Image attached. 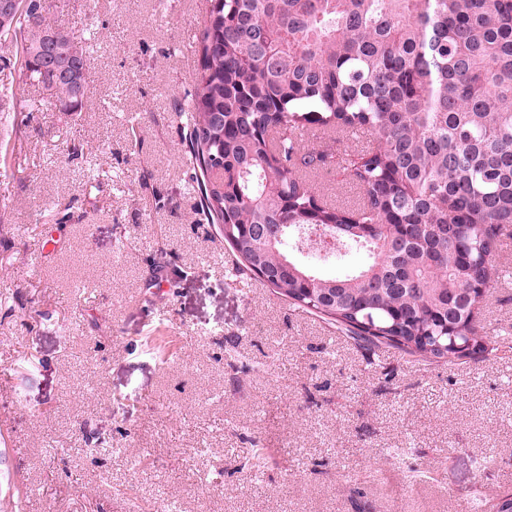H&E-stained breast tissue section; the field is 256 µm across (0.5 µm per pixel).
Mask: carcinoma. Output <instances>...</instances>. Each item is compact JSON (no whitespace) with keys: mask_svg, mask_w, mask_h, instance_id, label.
<instances>
[{"mask_svg":"<svg viewBox=\"0 0 512 512\" xmlns=\"http://www.w3.org/2000/svg\"><path fill=\"white\" fill-rule=\"evenodd\" d=\"M20 2L0 25L17 56L0 68V112L39 111L20 82L82 111L63 74L89 82L90 46L58 28L36 68L28 18L47 21L51 4ZM194 44L176 112L200 214L224 225L235 276L274 275L277 295L368 351L451 363L509 342L480 333L472 292L496 288L512 224V0H210ZM299 129L372 137L350 164L358 202L316 188L327 141ZM318 227L364 263L335 275L301 263V231Z\"/></svg>","mask_w":512,"mask_h":512,"instance_id":"1","label":"carcinoma"}]
</instances>
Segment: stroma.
<instances>
[{
  "label": "stroma",
  "instance_id": "obj_1",
  "mask_svg": "<svg viewBox=\"0 0 512 512\" xmlns=\"http://www.w3.org/2000/svg\"><path fill=\"white\" fill-rule=\"evenodd\" d=\"M208 5L52 0L56 27L99 25L88 100L68 117L20 84L40 111L0 123V512H472L512 496V348L369 356L258 277L230 282L173 111ZM331 147L313 180L353 203L358 145ZM502 239L490 337L512 332V224ZM161 247L181 275L148 303ZM398 448L424 452V476Z\"/></svg>",
  "mask_w": 512,
  "mask_h": 512
}]
</instances>
